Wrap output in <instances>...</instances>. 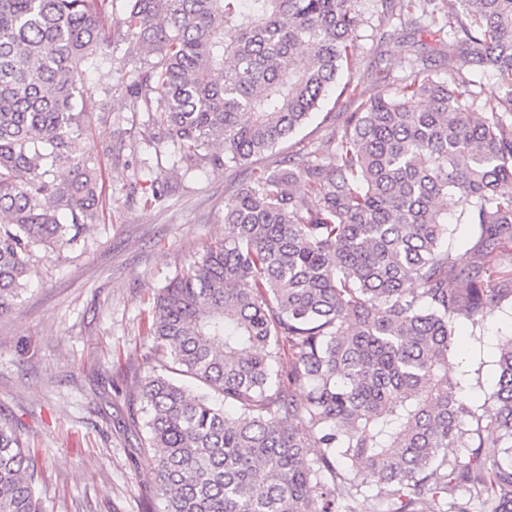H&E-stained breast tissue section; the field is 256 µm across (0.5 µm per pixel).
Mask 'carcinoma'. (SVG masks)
<instances>
[{"mask_svg":"<svg viewBox=\"0 0 512 512\" xmlns=\"http://www.w3.org/2000/svg\"><path fill=\"white\" fill-rule=\"evenodd\" d=\"M352 3L0 0V314L34 247L75 248L98 223L78 99L99 51L121 55L112 79L149 112V142L229 171L319 107L355 47ZM389 9L403 32L441 16L438 35L501 94L482 99L461 68L442 75L416 51L401 90L361 102L332 156L235 188L224 240L158 290L153 366L135 374L163 512H352L360 497L366 512H512V343L480 406L448 371L456 324L512 299L498 262L512 244V0ZM449 196L477 226L467 269L444 243ZM458 443L474 462L448 458ZM39 480L38 454L1 423L0 512H41Z\"/></svg>","mask_w":512,"mask_h":512,"instance_id":"obj_1","label":"carcinoma"}]
</instances>
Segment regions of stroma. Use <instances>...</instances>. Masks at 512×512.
Returning <instances> with one entry per match:
<instances>
[{
  "instance_id": "stroma-1",
  "label": "stroma",
  "mask_w": 512,
  "mask_h": 512,
  "mask_svg": "<svg viewBox=\"0 0 512 512\" xmlns=\"http://www.w3.org/2000/svg\"><path fill=\"white\" fill-rule=\"evenodd\" d=\"M360 25L349 67L354 96H330L288 142L233 172L185 170L149 144L148 115L135 111L124 84L98 88L119 59L102 50L86 73L91 127L79 147L101 169L100 220L83 248L36 249V272L16 306L0 315V419L15 425L42 457L43 512H159L155 454L141 447L140 403L130 376L146 364L145 326L153 296L177 267L224 236V203L260 169L275 170L313 152L328 155L350 112L379 92H396L410 69L411 44L433 52L435 70L459 64L452 39L433 28L395 34L383 0H354ZM159 179L165 199L145 205ZM448 200V249L472 263L474 225ZM451 358L468 401L483 403L496 385V361L512 340V303L477 326L460 323Z\"/></svg>"
}]
</instances>
